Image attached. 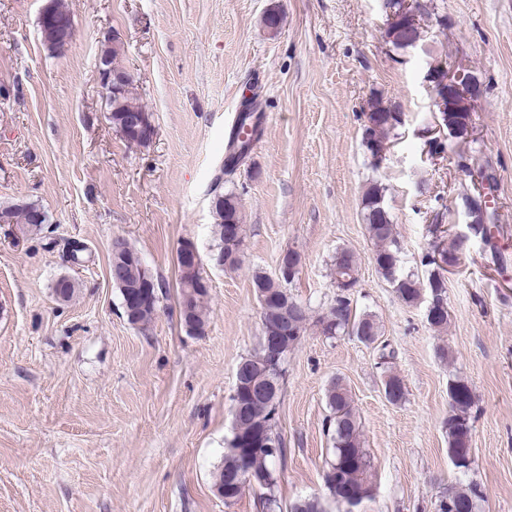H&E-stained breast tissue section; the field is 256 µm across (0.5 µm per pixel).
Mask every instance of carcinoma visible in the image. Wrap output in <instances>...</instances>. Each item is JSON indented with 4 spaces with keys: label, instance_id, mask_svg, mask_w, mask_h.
<instances>
[{
    "label": "carcinoma",
    "instance_id": "1",
    "mask_svg": "<svg viewBox=\"0 0 512 512\" xmlns=\"http://www.w3.org/2000/svg\"><path fill=\"white\" fill-rule=\"evenodd\" d=\"M384 36L393 47L405 49L408 43L415 41L419 33L411 29L407 32L389 28ZM143 109L137 103L132 90H127L122 101L112 105L110 119L113 126L123 129L130 113ZM366 111L394 113L393 121L381 126L375 137L390 141L395 130L402 126L404 113L397 105L388 104L378 97L367 101ZM253 113L241 112L236 125L246 129L244 137H235L228 144V153L224 158V172L229 175L244 159L243 152H251L261 130L251 126ZM437 119L444 125L456 127L472 121L471 114L464 111V103H459L452 112H439ZM362 205L365 211L366 228L376 244L373 254L374 264L384 278L392 284L398 299L407 306L427 305L425 318L428 325L436 331L448 326L447 280L441 269L430 260V253L441 249L456 264L462 263V247L454 242L444 243L445 214L436 213L429 224L430 242L428 253L423 258L428 267V275L421 278L415 274H401L399 268L400 248L396 239V228L388 210L383 204V187L371 182L367 186ZM216 232L219 237L218 254L222 255V266L229 269L240 267L242 241L226 236V226L237 224L244 226V215L239 198L234 192L220 193L213 201ZM3 214L13 219L15 224H25L36 228L50 221L48 213L35 204H25L19 208H10ZM496 212L489 214L488 223L471 225V237L489 243L493 239L492 226ZM112 261L118 264V272L112 275V283L119 292L139 286L153 276L143 265L138 252L126 239L117 237L112 241ZM332 270L336 297L330 304L332 322L323 324L322 316L315 317V325L321 326L320 332L334 338L340 335H352L360 342L371 346L379 341L381 326L375 316L369 313H356L352 307L351 290L357 284L358 258L347 249L336 252ZM179 298L181 320L187 331L193 335H202L207 327L205 298L207 292L200 290L204 281L200 267L178 266ZM252 285L260 305L262 336H272L275 331L283 332L284 345L279 363L274 364L266 355L265 347L255 354L242 359L236 369L239 373L238 384L231 396L233 428L230 438L225 441L224 458L212 474L213 488L224 503L235 502L246 487L259 490L264 507L277 506L275 487L277 483L276 466H284L287 448L276 432V414L280 391L268 392L266 387L271 380L285 378L284 363L291 350L299 341L307 321L311 320L308 308L295 300L282 281L263 273L252 276ZM54 288L60 290L59 300L70 301L77 290V282L68 278H59ZM159 289H154L149 302L143 304L126 316L129 324L143 328L157 313ZM384 395L394 404L405 399L406 386L403 379L387 370L384 376ZM450 411L445 428L448 433V456L455 458L460 453H469L472 437V416L474 397L469 384L455 378L448 382ZM327 405L330 409L328 433L332 443L331 458L324 472L326 495L338 504H344L348 495L360 498V501L373 498L374 487L371 482L372 459L364 448L361 429L350 391L342 379H332L326 391ZM452 499L464 506L465 512H480L483 501L481 486L474 480L465 485L448 487ZM290 512H326L323 498L311 497L309 501L299 500L290 506Z\"/></svg>",
    "mask_w": 512,
    "mask_h": 512
}]
</instances>
